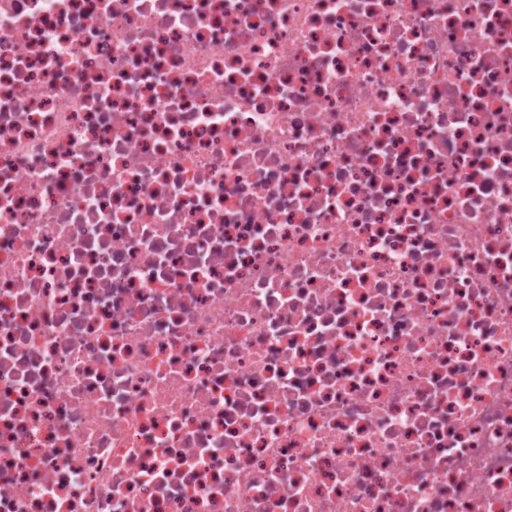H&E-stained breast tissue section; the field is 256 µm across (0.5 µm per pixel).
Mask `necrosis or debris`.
<instances>
[{
    "instance_id": "obj_1",
    "label": "necrosis or debris",
    "mask_w": 512,
    "mask_h": 512,
    "mask_svg": "<svg viewBox=\"0 0 512 512\" xmlns=\"http://www.w3.org/2000/svg\"><path fill=\"white\" fill-rule=\"evenodd\" d=\"M0 512H512V0H0Z\"/></svg>"
}]
</instances>
